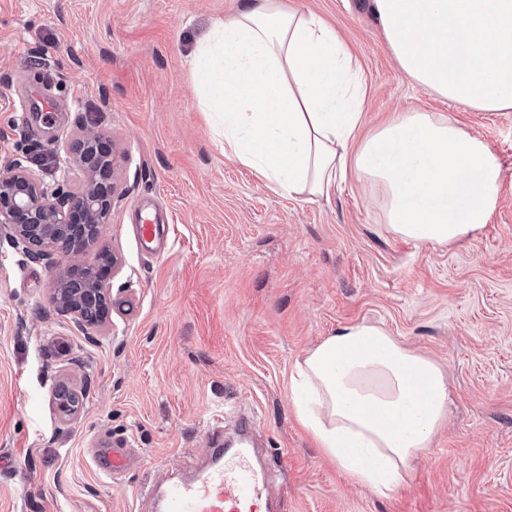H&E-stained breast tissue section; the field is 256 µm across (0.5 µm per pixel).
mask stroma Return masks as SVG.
Here are the masks:
<instances>
[{
    "label": "stroma",
    "instance_id": "obj_1",
    "mask_svg": "<svg viewBox=\"0 0 512 512\" xmlns=\"http://www.w3.org/2000/svg\"><path fill=\"white\" fill-rule=\"evenodd\" d=\"M244 0H0V169L26 156L46 184L58 137L108 133L124 159L105 239L118 255L112 315L75 335L52 272L0 240V512H140L137 490L194 469L213 428L252 416L282 512H512V112L425 92L390 53L369 0H288L334 26L367 93L364 132L435 112L485 142L502 170L482 234L417 245L383 222L379 188L289 195L224 154L192 58ZM25 103L14 111L13 98ZM156 208L172 247L138 245ZM383 327L433 360L448 417L406 484L377 496L348 479L297 418L298 362L347 325ZM83 391L73 414L59 383ZM132 449L117 474L104 447Z\"/></svg>",
    "mask_w": 512,
    "mask_h": 512
}]
</instances>
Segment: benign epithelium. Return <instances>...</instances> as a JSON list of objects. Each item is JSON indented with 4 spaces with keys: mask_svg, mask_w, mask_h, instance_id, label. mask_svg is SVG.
<instances>
[{
    "mask_svg": "<svg viewBox=\"0 0 512 512\" xmlns=\"http://www.w3.org/2000/svg\"><path fill=\"white\" fill-rule=\"evenodd\" d=\"M102 139L100 131L84 129L54 145L55 153L65 154L67 173L79 177L76 190L45 184L23 158L0 172V239L30 260L55 268L52 302L71 316L84 336L104 325L112 308V276L119 265L102 239L120 197L114 174L122 156L113 148L99 161L90 149ZM60 254L68 261L54 260Z\"/></svg>",
    "mask_w": 512,
    "mask_h": 512,
    "instance_id": "obj_1",
    "label": "benign epithelium"
}]
</instances>
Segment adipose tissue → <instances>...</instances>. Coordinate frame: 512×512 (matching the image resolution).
<instances>
[{
  "label": "adipose tissue",
  "instance_id": "ef3b65f1",
  "mask_svg": "<svg viewBox=\"0 0 512 512\" xmlns=\"http://www.w3.org/2000/svg\"><path fill=\"white\" fill-rule=\"evenodd\" d=\"M386 44L420 88L483 112L512 111V0H373ZM225 156L282 192L330 198L379 187L403 240L451 245L486 227L501 187L489 147L453 118L403 112L361 136L366 85L336 29L287 0H245L194 54ZM291 391L317 448L354 483L396 493L448 411L431 360L358 323L298 363Z\"/></svg>",
  "mask_w": 512,
  "mask_h": 512
}]
</instances>
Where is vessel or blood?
Here are the masks:
<instances>
[{"mask_svg":"<svg viewBox=\"0 0 512 512\" xmlns=\"http://www.w3.org/2000/svg\"><path fill=\"white\" fill-rule=\"evenodd\" d=\"M99 469L121 471L127 464L123 449L96 454ZM270 467L249 447L210 450V462L186 475L142 486L139 497L153 512H277L278 501Z\"/></svg>","mask_w":512,"mask_h":512,"instance_id":"b4317fda","label":"vessel or blood"}]
</instances>
